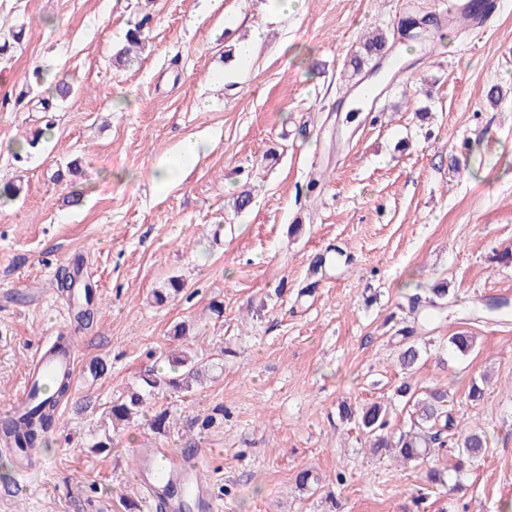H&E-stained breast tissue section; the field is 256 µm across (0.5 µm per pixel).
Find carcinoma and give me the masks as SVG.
I'll use <instances>...</instances> for the list:
<instances>
[{"instance_id": "carcinoma-1", "label": "carcinoma", "mask_w": 512, "mask_h": 512, "mask_svg": "<svg viewBox=\"0 0 512 512\" xmlns=\"http://www.w3.org/2000/svg\"><path fill=\"white\" fill-rule=\"evenodd\" d=\"M388 44V36L378 31L363 44V52L354 55L349 61L352 74L356 75L369 60L379 57ZM448 289L438 288L431 296L418 293L409 298V310L414 314L413 325L402 331V345L399 360L412 375L420 360L418 332L425 324L432 321L435 313L447 304ZM474 346V337L467 333H458L448 337V348L455 354L465 356ZM173 368L178 373L173 377H158L148 373L141 378L138 387L130 390L124 398L114 402L111 409L112 421H123L138 413L144 407L146 399L161 387L171 389L188 388L200 383L209 373V365L196 361L182 354L171 358ZM70 385L67 379L58 378L47 383L38 404L29 409L17 421L6 419L0 421V437L15 438L18 442L31 447H40L45 432L55 421V412L60 402L68 398ZM398 395L414 400L410 415V427L394 437L387 431L388 413L379 403L356 410L350 406L343 407L342 417L353 421L364 434L373 438L372 448L394 450L397 457L404 462H415L418 466L429 464L447 445L458 449V456L452 470L459 474L472 467L488 450V437L480 428H470L456 423L448 410V393L434 388L421 398H415L416 392L405 379L397 388Z\"/></svg>"}]
</instances>
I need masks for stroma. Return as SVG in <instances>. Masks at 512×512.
I'll return each instance as SVG.
<instances>
[{
	"label": "stroma",
	"instance_id": "35a3bbf8",
	"mask_svg": "<svg viewBox=\"0 0 512 512\" xmlns=\"http://www.w3.org/2000/svg\"><path fill=\"white\" fill-rule=\"evenodd\" d=\"M497 2L478 34L449 19L448 0H304L288 14L271 0H0V34L25 32L0 54V184L22 183L0 204V408L57 337H76L83 370L36 471L14 480L0 452V512H124L122 499L146 495L141 448L197 458L221 512H512V313L486 308L512 301L500 259L512 251V0ZM417 6L442 39L397 34L380 69L398 62L405 79L353 108L351 51ZM146 13L144 49L117 65ZM256 23L263 40L245 65L234 51ZM34 69L44 81L29 89ZM60 79L76 89L63 101L50 90ZM189 137L208 152L157 189L156 165ZM73 160L80 175L58 178ZM245 189L252 203L235 210ZM65 267L95 291L83 329L58 289ZM173 278L180 293L155 303ZM440 286L448 304L413 382L447 387L456 420L489 435L456 496L372 455L339 414L391 400L408 299ZM460 331L476 347L449 356ZM183 351L212 374L111 424L113 402ZM218 408L212 427L188 431ZM163 409L171 425L158 433ZM106 437L113 449L98 451ZM304 469L318 477L306 489Z\"/></svg>",
	"mask_w": 512,
	"mask_h": 512
}]
</instances>
